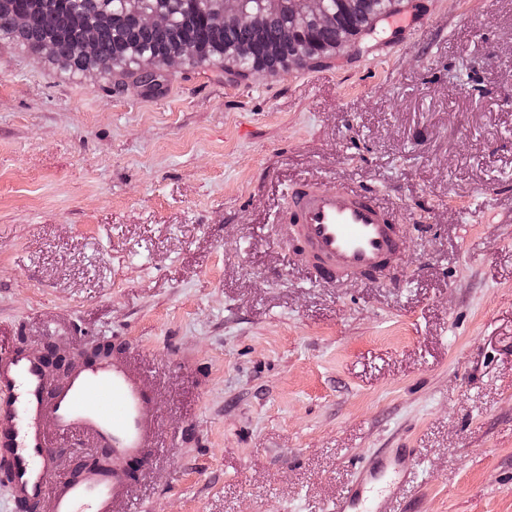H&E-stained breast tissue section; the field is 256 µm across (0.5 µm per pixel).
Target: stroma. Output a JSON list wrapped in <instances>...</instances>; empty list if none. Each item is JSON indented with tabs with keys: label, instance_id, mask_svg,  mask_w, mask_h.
<instances>
[{
	"label": "stroma",
	"instance_id": "stroma-1",
	"mask_svg": "<svg viewBox=\"0 0 512 512\" xmlns=\"http://www.w3.org/2000/svg\"><path fill=\"white\" fill-rule=\"evenodd\" d=\"M318 66L161 93L0 39V347L127 350L159 446L126 512H332L409 448L395 512H512V0H403ZM376 192L403 280L315 281L288 188Z\"/></svg>",
	"mask_w": 512,
	"mask_h": 512
}]
</instances>
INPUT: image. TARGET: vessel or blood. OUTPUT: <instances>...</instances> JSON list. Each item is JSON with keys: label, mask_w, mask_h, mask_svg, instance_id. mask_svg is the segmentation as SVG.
Masks as SVG:
<instances>
[{"label": "vessel or blood", "mask_w": 512, "mask_h": 512, "mask_svg": "<svg viewBox=\"0 0 512 512\" xmlns=\"http://www.w3.org/2000/svg\"><path fill=\"white\" fill-rule=\"evenodd\" d=\"M288 222L301 261L316 280L336 283L390 271L400 250L398 216L368 189L325 187L309 178L288 192ZM90 437L108 449L106 468L60 479L49 429ZM158 446L155 395L124 353L51 379L40 354L0 350V477L15 506L50 512H122L134 467H146ZM406 448L365 457L333 512H389L407 477Z\"/></svg>", "instance_id": "b4317fda"}]
</instances>
